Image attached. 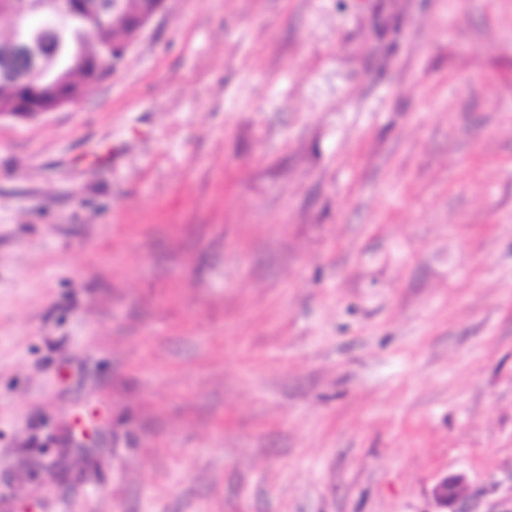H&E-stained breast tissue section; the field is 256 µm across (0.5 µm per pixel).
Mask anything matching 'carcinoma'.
Listing matches in <instances>:
<instances>
[{
	"mask_svg": "<svg viewBox=\"0 0 512 512\" xmlns=\"http://www.w3.org/2000/svg\"><path fill=\"white\" fill-rule=\"evenodd\" d=\"M110 3L112 0H70V8L63 13L42 6L26 10V36L51 37L65 78L55 83L0 76V113L15 112L28 99L35 100L41 110L75 105L88 85L111 75L120 48L135 36L146 0H124L118 15L112 14Z\"/></svg>",
	"mask_w": 512,
	"mask_h": 512,
	"instance_id": "obj_1",
	"label": "carcinoma"
}]
</instances>
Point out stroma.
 Returning a JSON list of instances; mask_svg holds the SVG:
<instances>
[{
    "mask_svg": "<svg viewBox=\"0 0 512 512\" xmlns=\"http://www.w3.org/2000/svg\"><path fill=\"white\" fill-rule=\"evenodd\" d=\"M512 512V0H166L0 123V512ZM464 483L465 479L462 475H446L438 479L431 490L438 509L433 512H475L468 508V499L462 495Z\"/></svg>",
    "mask_w": 512,
    "mask_h": 512,
    "instance_id": "35a3bbf8",
    "label": "stroma"
}]
</instances>
